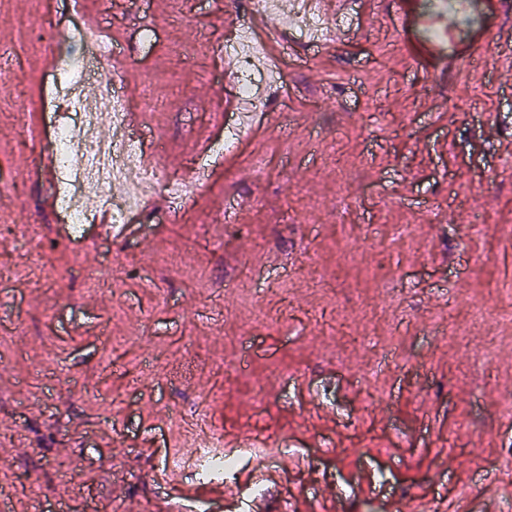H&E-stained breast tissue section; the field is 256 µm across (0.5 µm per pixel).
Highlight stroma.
Returning a JSON list of instances; mask_svg holds the SVG:
<instances>
[{
  "mask_svg": "<svg viewBox=\"0 0 512 512\" xmlns=\"http://www.w3.org/2000/svg\"><path fill=\"white\" fill-rule=\"evenodd\" d=\"M0 0V494L18 512H489L512 502V0H349L279 56L258 128L169 224L74 242L32 169L81 20L145 149L185 172L231 100L201 66L247 0ZM53 26L52 49L28 30ZM255 279L239 280L243 267ZM244 367L224 375L226 358ZM258 437L223 495L181 427ZM280 444L265 460L262 447ZM499 475L494 488L487 473Z\"/></svg>",
  "mask_w": 512,
  "mask_h": 512,
  "instance_id": "obj_1",
  "label": "stroma"
}]
</instances>
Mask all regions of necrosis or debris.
I'll use <instances>...</instances> for the list:
<instances>
[{
    "label": "necrosis or debris",
    "mask_w": 512,
    "mask_h": 512,
    "mask_svg": "<svg viewBox=\"0 0 512 512\" xmlns=\"http://www.w3.org/2000/svg\"><path fill=\"white\" fill-rule=\"evenodd\" d=\"M265 49L251 29L241 26L211 47L207 61L231 62L239 99L256 107L262 88L282 76L281 70L257 64V56ZM89 75L86 69L65 70L57 77L56 85L65 90L73 112L68 121L54 124L49 143L59 217L73 239L83 238L96 212L110 214L113 223L124 224L157 199H165L173 214L193 195L188 182L157 163L146 162L143 146L129 128L131 106L115 81H100L95 98L84 97L82 88ZM116 184L123 185V193L106 195V187Z\"/></svg>",
    "instance_id": "4bbe7bcc"
}]
</instances>
